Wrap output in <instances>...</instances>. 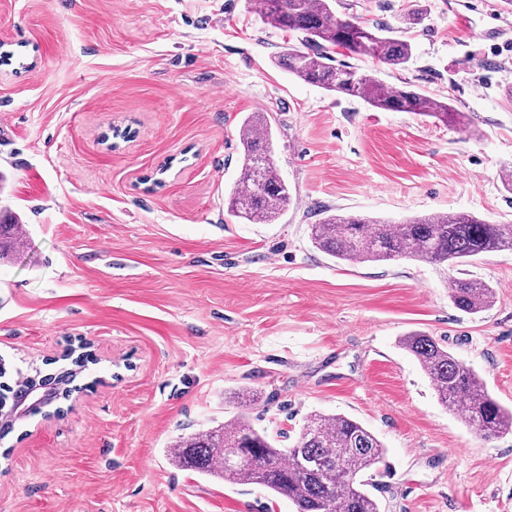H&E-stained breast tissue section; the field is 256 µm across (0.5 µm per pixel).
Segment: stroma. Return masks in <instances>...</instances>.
Wrapping results in <instances>:
<instances>
[{"instance_id": "obj_1", "label": "stroma", "mask_w": 512, "mask_h": 512, "mask_svg": "<svg viewBox=\"0 0 512 512\" xmlns=\"http://www.w3.org/2000/svg\"><path fill=\"white\" fill-rule=\"evenodd\" d=\"M334 5L413 46L403 68L341 48L338 63L448 99L466 125L297 80L283 56L300 35L250 0H0V212L26 241L0 264V358L27 374L56 372L69 341L97 356L71 411L0 441V512H294L167 448L241 414L293 440L314 410L383 442L381 512H512V434H474L398 345L434 336L511 408L512 251L448 273L338 262L310 240L327 209L512 224V0ZM250 112L268 113L292 192L275 224L224 207ZM451 274L488 282L494 307L457 310Z\"/></svg>"}]
</instances>
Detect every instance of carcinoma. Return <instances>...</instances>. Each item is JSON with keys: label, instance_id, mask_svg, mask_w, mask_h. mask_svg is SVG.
Segmentation results:
<instances>
[{"label": "carcinoma", "instance_id": "carcinoma-1", "mask_svg": "<svg viewBox=\"0 0 512 512\" xmlns=\"http://www.w3.org/2000/svg\"><path fill=\"white\" fill-rule=\"evenodd\" d=\"M259 18L275 28L302 34L306 50L288 48V71L297 79L341 97L364 100L382 111L409 112L457 123L458 112L446 100L410 87L387 88L372 73L333 64L331 51L345 49L393 68L413 55L410 42L390 27L367 25L336 15L333 0H261ZM272 124L265 112L242 121L240 178L224 195L227 212L246 224H274L290 205L288 184L272 155ZM315 248L338 261L382 263L409 259L431 265L466 264L486 252L512 250V224H488L467 212L430 213L399 224L325 211L310 226ZM20 225L0 221V260L23 248ZM448 297L469 315L495 303L492 286L471 277H450ZM400 346L430 378L438 400L484 439L512 433V409L501 405L479 375L437 339L415 331ZM258 431L243 416L182 436L168 449L184 470L233 485H254L288 499L296 512H381L367 487L380 475L382 442L359 422L341 414L312 412L289 448Z\"/></svg>", "mask_w": 512, "mask_h": 512}]
</instances>
